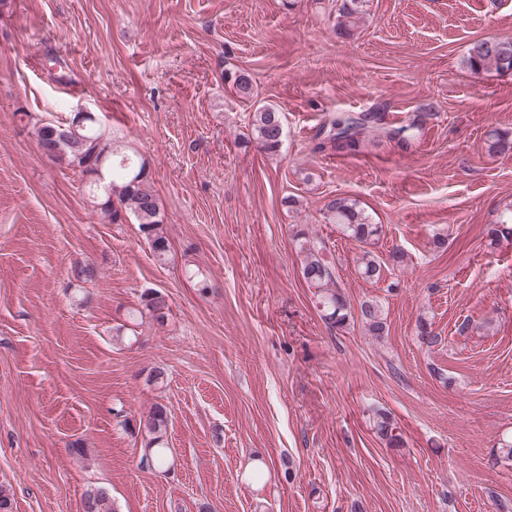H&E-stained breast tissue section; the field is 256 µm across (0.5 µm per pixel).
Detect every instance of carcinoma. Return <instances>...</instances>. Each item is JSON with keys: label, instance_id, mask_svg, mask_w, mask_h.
<instances>
[{"label": "carcinoma", "instance_id": "carcinoma-1", "mask_svg": "<svg viewBox=\"0 0 512 512\" xmlns=\"http://www.w3.org/2000/svg\"><path fill=\"white\" fill-rule=\"evenodd\" d=\"M363 22V0H343L337 17L336 31L351 38ZM463 65L474 75L492 69L501 71L512 67V38L479 39L474 41ZM433 105L427 111L417 112L398 123H389L382 112H368L363 119L348 115L331 117L323 122L313 137L312 151L331 150L336 153L352 152L373 136L406 147L422 130L423 123ZM249 139L262 152L274 156L281 152L285 139L283 114L269 104L257 106L249 115ZM38 143L52 160L66 165L80 181L88 182L89 195L95 207L113 224H123L132 218L150 245L158 261L166 259L170 242L162 229L160 203L146 163L135 152H129L106 135L96 121L76 123L72 117L66 122L44 123L37 129ZM488 151L496 154L512 153V131L494 130L488 143ZM322 211L329 223L338 225L343 234L361 244L364 249L358 259L360 275L371 282L382 280L384 262L368 249L380 233V226L370 221L369 215L359 203L347 196L336 195L325 199ZM492 240H512V215H501L488 228ZM301 257L300 273L307 287L314 290L322 319L331 330L342 329L352 317L351 304L340 285L338 267L328 258L329 247L324 238L300 228L294 233ZM169 304L167 296L156 289H148L140 295V308L133 314H149L157 323L167 320ZM358 315L365 331L379 338L386 333L383 305L377 300H365L359 304ZM420 342L431 350L442 343V336L431 329L425 320L418 321ZM168 424L167 407L157 404L139 420V427L150 435L143 448L139 466L147 470H162L167 466V449L163 437ZM374 427L381 439L391 446L401 444L400 435L388 414L378 410L374 414ZM85 512H115L112 494L104 486L85 492Z\"/></svg>", "mask_w": 512, "mask_h": 512}]
</instances>
